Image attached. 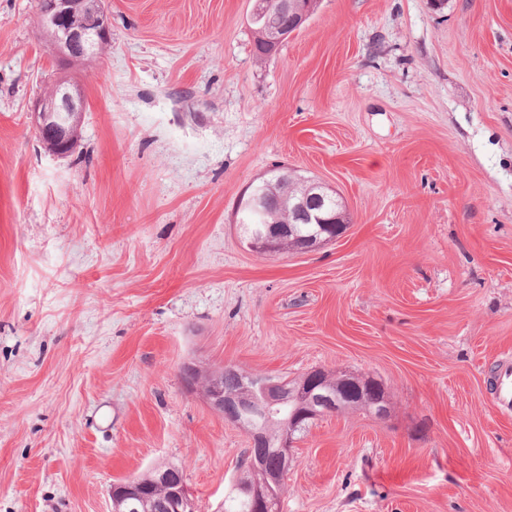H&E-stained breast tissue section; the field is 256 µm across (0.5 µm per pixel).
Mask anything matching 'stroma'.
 Returning <instances> with one entry per match:
<instances>
[{
    "instance_id": "stroma-1",
    "label": "stroma",
    "mask_w": 512,
    "mask_h": 512,
    "mask_svg": "<svg viewBox=\"0 0 512 512\" xmlns=\"http://www.w3.org/2000/svg\"><path fill=\"white\" fill-rule=\"evenodd\" d=\"M106 7L58 157L36 0H0V512H111L169 464L222 512L250 441L187 362L383 385L385 419L301 436L279 512H512V0H319L262 61L253 0ZM282 169L336 193L339 238L247 247L239 200ZM494 397L501 409L512 411V364L509 361L498 368ZM139 478V480H138ZM153 471H147L137 478H129L112 485L110 499L112 501L111 512H136L138 503L150 499L151 495L144 491L151 487ZM143 482V484L141 482Z\"/></svg>"
}]
</instances>
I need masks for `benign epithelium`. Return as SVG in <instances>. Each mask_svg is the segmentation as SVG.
<instances>
[{
  "mask_svg": "<svg viewBox=\"0 0 512 512\" xmlns=\"http://www.w3.org/2000/svg\"><path fill=\"white\" fill-rule=\"evenodd\" d=\"M316 0H254L251 21H264L257 28L258 47L262 54L276 53L282 43L302 28L313 14ZM38 24L50 35L60 66L54 87L38 97L30 109V123L42 145L50 152L65 157L75 141L77 120L82 116L84 99L68 73L70 63L79 58L94 57L103 42L111 36L110 17L104 0H38ZM328 193L319 182L290 200L281 195L270 179L255 184L240 198L237 212L263 215L285 209L286 224H253L244 226L247 246L262 253H276L283 246L288 231L303 228L297 236L298 249L308 250L318 244L334 241L344 226L336 217L326 216ZM185 386L200 392L209 407L225 420L242 428L254 446L265 451L244 462L239 477L233 482L236 497L244 498L250 512H279L277 490L290 469L295 434L321 417L336 413L353 403L376 417L385 413L383 391L372 379L346 376L329 383L325 372L311 371L296 379L252 374L236 393L224 391V368L203 370L194 362L181 368ZM291 403L295 412L282 421L279 435L272 439L268 428L275 422L279 407ZM155 485L166 489L164 496L152 499L154 512H197L196 500L179 468L155 470ZM151 495L136 478L112 485L111 512H137V505Z\"/></svg>",
  "mask_w": 512,
  "mask_h": 512,
  "instance_id": "7a95c632",
  "label": "benign epithelium"
}]
</instances>
